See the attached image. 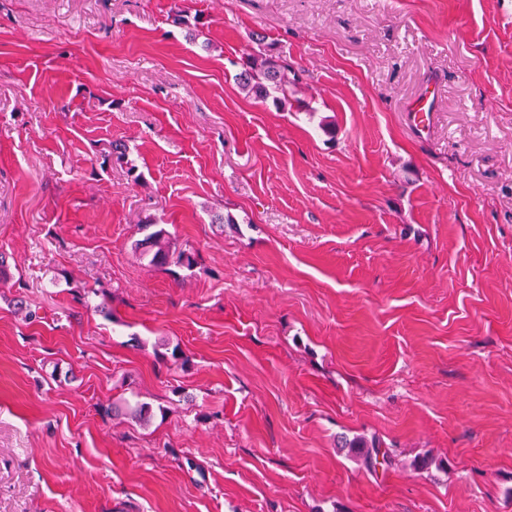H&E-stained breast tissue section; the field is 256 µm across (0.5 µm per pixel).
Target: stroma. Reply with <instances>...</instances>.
<instances>
[{
    "label": "stroma",
    "instance_id": "obj_1",
    "mask_svg": "<svg viewBox=\"0 0 512 512\" xmlns=\"http://www.w3.org/2000/svg\"><path fill=\"white\" fill-rule=\"evenodd\" d=\"M0 254V512H512V0H0ZM288 65L279 57L270 53L259 52L247 58L245 69L237 79L243 90L258 98H266L271 92L287 95ZM340 448H352L356 457L361 459L370 468H375L377 464H381L379 461L380 455L383 463L390 462L388 453L386 451L382 452L379 444L373 441L371 444H368L362 438H354L349 442L345 440V443Z\"/></svg>",
    "mask_w": 512,
    "mask_h": 512
}]
</instances>
